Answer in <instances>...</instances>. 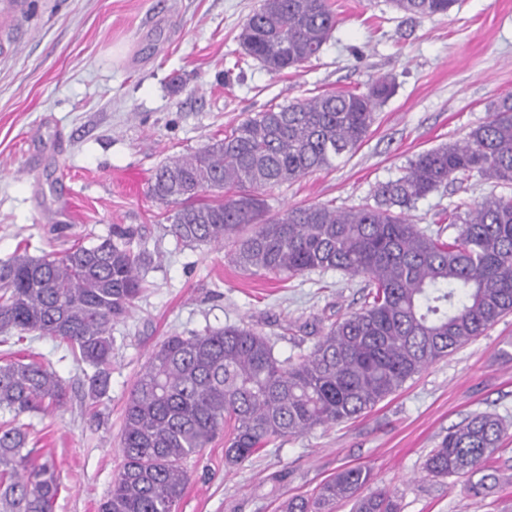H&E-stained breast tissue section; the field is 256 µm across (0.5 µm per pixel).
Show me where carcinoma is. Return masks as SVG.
<instances>
[{
	"instance_id": "obj_1",
	"label": "carcinoma",
	"mask_w": 512,
	"mask_h": 512,
	"mask_svg": "<svg viewBox=\"0 0 512 512\" xmlns=\"http://www.w3.org/2000/svg\"><path fill=\"white\" fill-rule=\"evenodd\" d=\"M414 15H444L458 0H392ZM329 0H261L242 25L246 56L268 72L298 70L319 56L336 28ZM392 91L333 92L247 117L221 139L158 167L148 194L172 207L177 245H217L246 271L292 277L342 271L362 277L363 306L330 324L313 346L280 359L248 326L167 337L150 354L127 398L122 463L99 512H177L189 482L187 459L232 423L227 464H244L283 439L357 419L428 366L512 313V195L458 203L456 235L427 232L407 210L442 185L476 173L512 184V96L493 103L463 142L418 154L373 201L345 210L308 203L270 211L262 191L336 167L365 141L378 105ZM131 230L90 245L34 256L28 247L0 261V332L35 333L66 345L92 370V395L106 396L115 339L144 291L151 262ZM65 384L49 363L0 360V512H52L60 483L51 460L28 447L31 414L66 406ZM507 426L477 412L448 432L424 462L432 478H464L475 498L498 486L493 462ZM371 471L345 468L313 498L281 512H400L394 493L368 490Z\"/></svg>"
}]
</instances>
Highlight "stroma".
Segmentation results:
<instances>
[{"instance_id":"stroma-1","label":"stroma","mask_w":512,"mask_h":512,"mask_svg":"<svg viewBox=\"0 0 512 512\" xmlns=\"http://www.w3.org/2000/svg\"><path fill=\"white\" fill-rule=\"evenodd\" d=\"M337 25L300 71L269 73L244 61L238 34L260 0H0V260L21 243L60 252L134 228L152 257L148 288L113 334L110 390L92 399L58 341L26 335L1 357L36 356L69 400L28 421L61 487L53 512H98L121 464L126 400L167 336L248 325L280 357L308 349L318 328L364 302L363 278L339 271L280 280L251 274L224 249L176 245L166 206L147 194L155 169L191 153L248 116L326 92L394 86L365 142L335 168L263 193L272 210L312 202L358 206L415 155L463 141L491 102L512 96V0H458L445 15H411L391 0H330ZM474 176L418 201L419 227L445 224L461 201L502 194ZM512 315L440 360L356 421L317 428L224 461L216 438L188 462L179 512H279L340 470L365 466L402 512H512ZM497 413L509 427L483 498L425 476L426 455L467 416Z\"/></svg>"}]
</instances>
